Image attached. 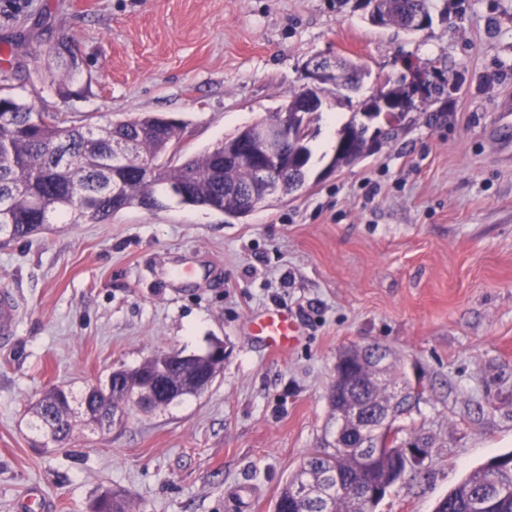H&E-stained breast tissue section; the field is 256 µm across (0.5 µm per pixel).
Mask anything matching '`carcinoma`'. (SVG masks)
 <instances>
[{"label": "carcinoma", "mask_w": 512, "mask_h": 512, "mask_svg": "<svg viewBox=\"0 0 512 512\" xmlns=\"http://www.w3.org/2000/svg\"><path fill=\"white\" fill-rule=\"evenodd\" d=\"M374 2L377 12L396 27L405 10L427 7V0ZM57 53L64 74L79 68L74 46L63 44ZM11 79L8 70H0V201L9 202L7 208L0 207V239L26 238L53 223H96L112 215L115 190L128 207L151 197L154 208H161V191L169 198L178 196L181 205L216 207L233 219L248 215L240 199L224 191V182L248 187L254 181L253 170L247 164H224L223 142L172 167L167 156L179 152L186 131L182 123L144 114L107 127L75 125L65 113L41 110L17 95ZM309 142L299 136L286 142L285 151L309 162ZM203 361L197 356L173 363L160 352L137 367L111 373L105 384L78 398L53 387L32 407L34 427L58 442L69 440L72 421L79 414L108 429L128 391L154 386L161 378L174 396L157 397L151 409H164L181 397L197 394L194 379L204 369ZM402 391L405 413L414 388L395 372L353 385L350 396L376 407ZM378 452L364 470L354 451L325 448L308 455L281 487L274 512H295L293 489L304 480L319 493L308 512H374L405 475L402 461L385 449ZM496 483L512 485V453L493 457L469 473L440 500L435 512H477L476 502ZM127 509L124 495L112 490L100 493L91 505V512Z\"/></svg>", "instance_id": "carcinoma-1"}]
</instances>
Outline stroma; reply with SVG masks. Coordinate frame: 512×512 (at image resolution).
Wrapping results in <instances>:
<instances>
[{"label": "stroma", "mask_w": 512, "mask_h": 512, "mask_svg": "<svg viewBox=\"0 0 512 512\" xmlns=\"http://www.w3.org/2000/svg\"><path fill=\"white\" fill-rule=\"evenodd\" d=\"M431 27L372 25L364 0H0V58L18 94L75 124L144 113L186 123L171 160L277 111L315 55L407 66L449 82L396 138L334 171L355 101L328 97L309 143L312 179L243 219L167 201L100 223L52 224L0 244V289L21 302L0 345V512L27 497L88 512L106 489L131 512H273L303 457L336 434L339 352L376 343L423 393L399 438L426 443L376 512H433L512 451V0H429ZM76 44L61 75L55 49ZM288 310L298 344L269 352L251 317ZM224 345L201 395L137 410L110 431L76 419L57 445L32 427L51 387L81 393L171 348Z\"/></svg>", "instance_id": "1"}]
</instances>
